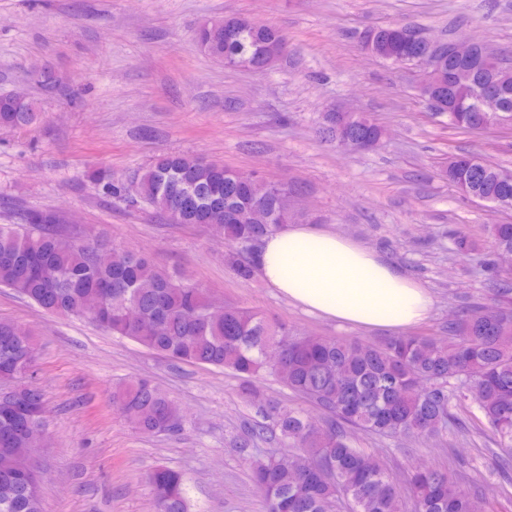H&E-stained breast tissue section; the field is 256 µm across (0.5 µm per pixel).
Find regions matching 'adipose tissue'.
Listing matches in <instances>:
<instances>
[{
  "label": "adipose tissue",
  "instance_id": "adipose-tissue-1",
  "mask_svg": "<svg viewBox=\"0 0 512 512\" xmlns=\"http://www.w3.org/2000/svg\"><path fill=\"white\" fill-rule=\"evenodd\" d=\"M256 267L291 303L360 328H407L427 319L434 305L426 288L372 250L311 224L267 236Z\"/></svg>",
  "mask_w": 512,
  "mask_h": 512
}]
</instances>
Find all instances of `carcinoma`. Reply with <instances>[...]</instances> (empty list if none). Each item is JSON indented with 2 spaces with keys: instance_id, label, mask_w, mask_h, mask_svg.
I'll return each mask as SVG.
<instances>
[{
  "instance_id": "cac0c4a2",
  "label": "carcinoma",
  "mask_w": 512,
  "mask_h": 512,
  "mask_svg": "<svg viewBox=\"0 0 512 512\" xmlns=\"http://www.w3.org/2000/svg\"><path fill=\"white\" fill-rule=\"evenodd\" d=\"M365 45L395 64L410 62L411 49L398 30L373 28ZM198 44L207 55L238 68L252 63L268 47L285 44L269 25L232 17L199 29ZM457 93L424 90L430 107L448 115V125L467 129L474 112L460 111L459 100L477 91L470 63L454 60ZM38 103L25 96H0V128L30 127L40 119ZM350 125L373 141L379 125L365 115ZM474 155L448 158V183L470 188L467 198L482 195L495 210L512 209V173L473 162ZM99 195L132 206H151L167 221L204 225L219 221L224 238L239 255L237 273L247 279L259 247L282 225L274 223L278 196L257 185L230 186L224 165L183 154L165 153L125 180L107 168L88 174ZM58 213H25L18 224L0 225V287L8 288L46 312L84 318L116 335L172 360L228 369L243 379L242 394L256 397L252 380L268 373L291 392L320 408L327 419L318 425L304 410L271 401L266 409L274 427L256 424L240 442L250 481L265 512H402L403 498L414 512H488L477 491L454 483L448 470L427 466L396 481L386 466L354 445L347 429L404 440L440 438L458 425L453 402L480 394L476 409L496 445L502 476L512 481V269L497 256L512 252V224L491 226L490 262L498 273L492 311L465 312L448 324V340L430 336H393L381 342L301 336L283 339L282 325L246 307L213 309L203 291L154 265L134 249H116L101 236L65 226ZM30 331L0 322V381L35 372L24 337ZM275 350L282 361L277 375L266 362ZM428 382L418 393L412 383ZM112 401L145 434L173 432L182 410L152 381L136 378L113 388ZM45 400L29 385L11 399H0V512H43L34 465L46 442ZM280 436L278 455L255 457L257 440ZM154 512H191L183 474L166 468L149 472Z\"/></svg>"
}]
</instances>
